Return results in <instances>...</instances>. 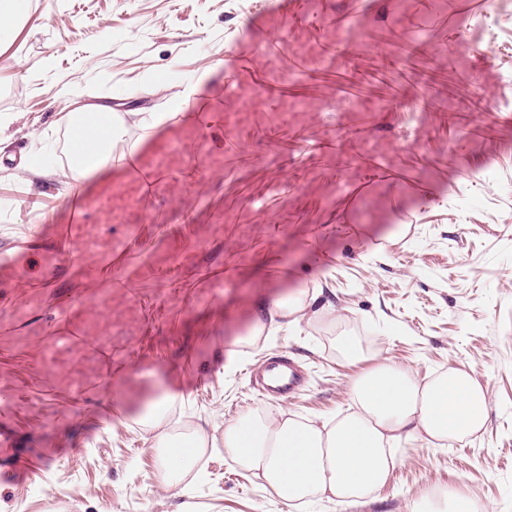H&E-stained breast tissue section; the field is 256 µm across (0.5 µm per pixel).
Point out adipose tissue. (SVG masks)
<instances>
[{"mask_svg": "<svg viewBox=\"0 0 512 512\" xmlns=\"http://www.w3.org/2000/svg\"><path fill=\"white\" fill-rule=\"evenodd\" d=\"M88 116L103 140L92 165L70 170V182L78 185L116 177L110 150L122 126L104 107ZM316 301V294L303 289L258 299L252 340L307 320ZM351 398L354 412L333 425L301 422L283 409L249 411L225 425L224 448L285 503L324 497L351 504L384 485L401 442L441 447L479 432L489 417L486 392L470 366L422 381L412 370L383 363L354 382Z\"/></svg>", "mask_w": 512, "mask_h": 512, "instance_id": "ef3b65f1", "label": "adipose tissue"}]
</instances>
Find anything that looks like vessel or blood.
<instances>
[{"instance_id": "obj_1", "label": "vessel or blood", "mask_w": 512, "mask_h": 512, "mask_svg": "<svg viewBox=\"0 0 512 512\" xmlns=\"http://www.w3.org/2000/svg\"><path fill=\"white\" fill-rule=\"evenodd\" d=\"M264 29L266 35L257 52L256 70L260 78L255 85L257 92L263 93L269 87L282 84L283 65L295 66L303 73L316 69L315 59L295 49L287 29L277 17L267 18ZM244 93V80L226 82L216 119L231 117L238 110ZM64 131L70 145L98 136L80 113L65 118ZM246 141V135L228 131L224 134L223 147L211 149L196 128L179 129L154 150L136 157L118 183L95 195L77 198L70 222L57 226L54 243L0 260V283L21 279L27 282L25 295L10 306L6 323H0L6 348H36L42 363L61 354L79 361L90 352L111 351V339L96 329L97 324L110 316L111 289L73 294L58 309L55 326L46 330L34 326L32 320L35 312L47 306L42 276L55 272L66 257L77 264L85 279L111 271L115 261L129 253L133 241L140 235L142 211L162 195H175L176 186L169 178L170 172L191 170L196 177H209L221 168L225 153L239 151ZM116 224L121 225V232H113L112 227ZM105 381V376L100 373L81 376L69 371L50 379L51 385L75 404L82 403ZM300 387V379L292 367L278 365L268 369L267 392L284 395L296 392ZM20 409L53 421L59 418L52 401L30 395L11 373L0 371V467L27 474L32 471L33 464L17 459L14 439L4 428L5 422Z\"/></svg>"}]
</instances>
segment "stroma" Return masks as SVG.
I'll return each mask as SVG.
<instances>
[{"instance_id": "obj_1", "label": "stroma", "mask_w": 512, "mask_h": 512, "mask_svg": "<svg viewBox=\"0 0 512 512\" xmlns=\"http://www.w3.org/2000/svg\"><path fill=\"white\" fill-rule=\"evenodd\" d=\"M267 16L290 20V0H34L0 53V259L44 243L82 193L60 164L35 173L21 164L56 151L46 135L59 133L61 115L108 104L123 125L114 149L130 144L139 154L158 137L142 127V113L174 112L176 94L191 84L178 122L219 140L198 108L222 95L228 65L256 47ZM470 23L498 46L497 62L479 59L463 30L425 26L415 35L446 47L450 80L501 94L500 76L512 75V12ZM360 125L391 178H368L346 153ZM292 132L296 144L249 142L245 162L227 156L178 200L144 211L131 256L166 258L175 274L130 280L140 308L134 334L102 358L111 388L73 406L52 392L34 349L0 352V371L67 413L61 428L14 415L20 455L59 454L30 477L0 479V512H413L451 489L487 512H512V119L442 126L431 112L340 106L327 89ZM324 139L331 148H318ZM215 275L224 278L223 298L197 306ZM96 288L64 262L47 282L38 322L51 325L53 305ZM298 288L319 290L317 319L250 345L259 297ZM340 330L359 337L364 358L339 352ZM281 359L300 367L306 384L282 399L263 396L256 370ZM380 363L421 378L473 365L490 401L484 430L444 448L401 445L385 485L348 505L286 504L225 451V424L251 408L280 405L318 423L341 418L353 409V382ZM134 368L145 384L113 417L106 404L130 386ZM162 387L177 397L164 424L138 425ZM199 429L197 470L182 489H167L159 434Z\"/></svg>"}]
</instances>
